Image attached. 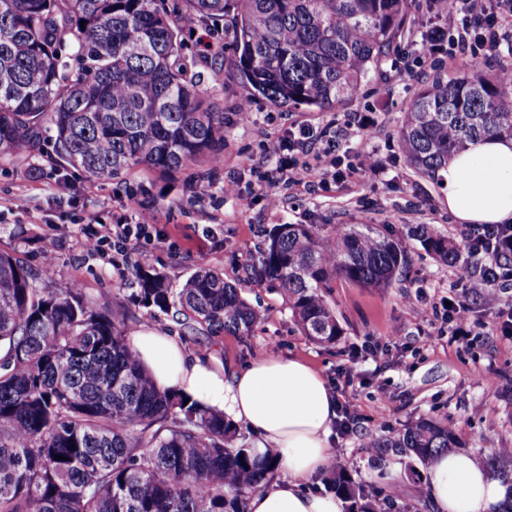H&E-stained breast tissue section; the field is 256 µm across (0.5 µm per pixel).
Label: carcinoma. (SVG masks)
Returning <instances> with one entry per match:
<instances>
[{"label":"carcinoma","mask_w":512,"mask_h":512,"mask_svg":"<svg viewBox=\"0 0 512 512\" xmlns=\"http://www.w3.org/2000/svg\"><path fill=\"white\" fill-rule=\"evenodd\" d=\"M0 0V159L51 138L66 165L108 182L134 166L160 174L224 154V112L201 90L183 27L224 30L233 15L235 76L281 108L326 110L411 35L409 0ZM485 137L512 139V79L476 61L408 104L398 145L434 174ZM407 235L456 270L477 255L423 224ZM409 262L401 237L369 224H278L259 247L255 279L276 289L311 341L343 334L326 300L339 278L388 288ZM137 298L176 309L212 335H250L259 313L202 267L174 284L134 270ZM127 309L97 305L77 282L40 288L0 252V512H247L278 465L259 458L223 414L159 390L127 336ZM457 445L428 419L377 448L421 462ZM65 459L59 460L57 456ZM488 465L506 475L512 450ZM346 512H376L377 496L331 459L323 474Z\"/></svg>","instance_id":"carcinoma-1"}]
</instances>
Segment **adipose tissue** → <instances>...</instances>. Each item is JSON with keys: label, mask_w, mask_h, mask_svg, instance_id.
Returning a JSON list of instances; mask_svg holds the SVG:
<instances>
[{"label": "adipose tissue", "mask_w": 512, "mask_h": 512, "mask_svg": "<svg viewBox=\"0 0 512 512\" xmlns=\"http://www.w3.org/2000/svg\"><path fill=\"white\" fill-rule=\"evenodd\" d=\"M437 175L457 223H512V139L470 142ZM130 344L157 388L247 425L258 453H276L285 476L256 492L249 512H343L336 495L306 487L331 456L336 419L337 401L318 370L300 358L275 355L222 369L153 328L133 333ZM427 492L434 512H500L512 503L511 482L457 450L430 461Z\"/></svg>", "instance_id": "obj_1"}]
</instances>
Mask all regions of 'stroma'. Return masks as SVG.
I'll list each match as a JSON object with an SVG mask.
<instances>
[{
    "instance_id": "obj_1",
    "label": "stroma",
    "mask_w": 512,
    "mask_h": 512,
    "mask_svg": "<svg viewBox=\"0 0 512 512\" xmlns=\"http://www.w3.org/2000/svg\"><path fill=\"white\" fill-rule=\"evenodd\" d=\"M449 0H412V35L401 41L369 73L353 98L326 112L282 109L262 97H248L230 70L234 56L233 19L225 17L217 50L201 55L198 40L206 28L192 24L185 37L187 57L202 60L201 85L224 107L222 163L204 158L170 174L141 167L106 183L52 158L51 142L41 150L0 160V251L13 254L39 274L41 250L51 244L56 254L52 287L81 282L88 296L103 306L131 307L130 330L161 326L216 365H246L263 355L293 356L319 370L340 404L356 419L349 433L334 430L332 448L355 480L370 491L387 493L391 469L401 474L400 512H432L416 483L421 464L392 448H371V439L393 438L418 418L447 424L462 450L484 461L497 448H512V335L502 331L500 310L512 302V283L473 297L456 287V271L421 244L407 239L409 265L402 281L387 288H360L333 280L327 300L344 333L333 346L309 340L295 323L282 297L247 274L258 256L263 234L277 224H314L330 232L339 224H369L405 236L408 226L462 242L464 225L448 212L446 192L428 174L417 172L398 147L406 105L436 76L455 74L463 54H440L415 64L421 53L420 34L438 22ZM248 102L254 121L239 124L235 112ZM375 120L373 136H365L357 118ZM333 124L341 157L340 174L324 183L289 187L278 210H268L266 185L256 169L274 167V146L292 125ZM375 150L378 173L359 168L364 150ZM238 176L250 202L225 196L224 179ZM25 210L13 208L16 197ZM153 210L158 222L150 242L131 241L123 250L93 254L84 245L85 224L133 223L141 209ZM142 266L184 278L202 266L223 271L227 281L262 316L248 336H212L191 332L175 313L136 306L133 267ZM431 282H421L422 274ZM460 303L470 334L453 341L452 324L432 314L445 298Z\"/></svg>"
}]
</instances>
